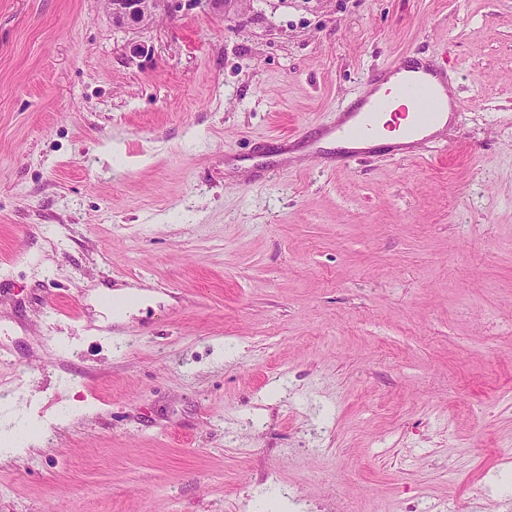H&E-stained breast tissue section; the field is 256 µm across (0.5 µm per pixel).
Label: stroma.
I'll list each match as a JSON object with an SVG mask.
<instances>
[{"instance_id": "35a3bbf8", "label": "stroma", "mask_w": 512, "mask_h": 512, "mask_svg": "<svg viewBox=\"0 0 512 512\" xmlns=\"http://www.w3.org/2000/svg\"><path fill=\"white\" fill-rule=\"evenodd\" d=\"M408 53L461 112L314 161ZM1 350L0 512H512V0H0ZM47 422L41 420L35 411H28L1 440L0 456L7 458L28 452L30 445L35 444L34 438L40 431L47 428Z\"/></svg>"}]
</instances>
